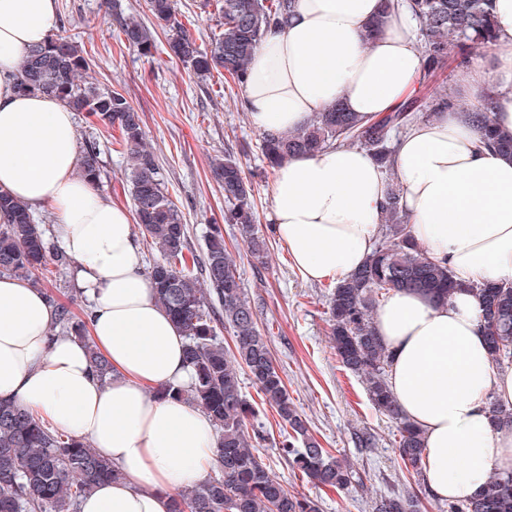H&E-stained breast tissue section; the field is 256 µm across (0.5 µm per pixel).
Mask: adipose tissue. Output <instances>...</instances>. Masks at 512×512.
<instances>
[{
    "mask_svg": "<svg viewBox=\"0 0 512 512\" xmlns=\"http://www.w3.org/2000/svg\"><path fill=\"white\" fill-rule=\"evenodd\" d=\"M493 67L460 73L471 96L496 86L492 117L512 134V0H493ZM382 31L366 33L374 22ZM57 22L56 0H0V190L29 207L51 205L63 249L92 311L87 342L51 334L57 310L18 277L0 278V399L88 440L120 471L81 512H170L175 495L207 480L217 439L205 412L159 388L188 386L185 339L143 271L133 208L101 196L79 174L74 113L62 100L17 88L20 56ZM426 60L407 9L381 0H297L257 48L243 95L264 132L297 129L343 103L366 122L423 84ZM412 236L457 282L512 281V157L483 148L470 110L451 108L397 140L391 170L360 148L295 155L270 188V221L308 281H342L375 247L390 183ZM482 302L445 303L418 291L386 295L375 315L391 352L389 388L423 433L422 472L441 500L479 493L490 471H512V429L495 427L487 396L512 406V371L492 364ZM112 367L94 372L88 347Z\"/></svg>",
    "mask_w": 512,
    "mask_h": 512,
    "instance_id": "ef3b65f1",
    "label": "adipose tissue"
}]
</instances>
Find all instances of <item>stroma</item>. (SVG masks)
Instances as JSON below:
<instances>
[{"label":"stroma","instance_id":"stroma-1","mask_svg":"<svg viewBox=\"0 0 512 512\" xmlns=\"http://www.w3.org/2000/svg\"><path fill=\"white\" fill-rule=\"evenodd\" d=\"M116 23L104 0H57L55 31L82 44L93 56L88 81L123 92L140 113L165 186L188 226L187 249L202 254L212 225H221L261 333L290 396L311 434L335 456L350 460L360 476L333 493L294 473L273 446L260 448L295 494L317 499L321 512H372L376 498L414 488L394 448L396 428L377 412L359 377L338 362L325 316L329 282H308L292 267L286 247L272 231L269 189L275 177L259 149L260 132L250 120L238 84L198 79L168 55L166 35L155 29L153 58L116 42ZM78 142L97 143L103 161L100 194L130 203L125 151L108 130L74 116ZM234 154L251 184L258 224L268 244L265 263L254 262L235 226L224 221V192L213 179V159ZM42 287L56 301L82 314L89 302L78 287L74 264L48 263Z\"/></svg>","mask_w":512,"mask_h":512}]
</instances>
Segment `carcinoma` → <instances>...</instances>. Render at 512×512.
Instances as JSON below:
<instances>
[{"label":"carcinoma","instance_id":"obj_1","mask_svg":"<svg viewBox=\"0 0 512 512\" xmlns=\"http://www.w3.org/2000/svg\"><path fill=\"white\" fill-rule=\"evenodd\" d=\"M296 0H206L223 22L209 47L200 48L179 19L174 0H148L149 11L167 32L170 55L199 78L227 76L241 84L252 58L267 35L283 23ZM492 0H385L384 9L406 4L423 38L427 80L443 73L448 61L469 64L467 49H491L496 43ZM120 40L149 57L155 41L141 21L119 17ZM91 58L78 42L52 34L28 49L19 62L18 89L63 99L75 112L103 128H115L126 148L128 191L137 224L160 259L145 274L160 304L184 334L186 362L192 382L178 393L197 404L218 431L214 476L174 499L172 512H320L317 500L292 493L280 482L271 464L256 448L267 440L262 427L250 426L255 408L242 391L248 375L287 431L278 455L309 482L343 491L356 471L344 458L333 456L310 434L297 411L273 358L268 340L257 325L254 308L219 226H213L203 260L186 257L188 228L160 171L156 155L145 141L143 120L128 98L117 90L83 78ZM493 95L475 109L485 143L512 156V136L501 135L489 118ZM448 108L438 98L429 105L418 98L403 102L381 119L365 124L336 104L318 112L306 127L263 132L260 151L271 168L296 154H315L331 147L358 146L384 167L390 166L393 134L430 113ZM211 171L224 190V223L237 226L259 263L267 258V243L255 224L251 185L240 161L231 155L212 161ZM102 165L94 142L83 145L80 175L96 186ZM65 260L35 219L30 208L0 192V276L26 279L41 287L37 273L51 259ZM200 266V274L193 267ZM482 297V324L488 354L496 365L512 364V282L454 280L450 270L414 241L401 205L400 189L390 188L379 226L376 247L348 278L326 296L330 344L337 359L363 379L373 407L396 424L395 448L407 472L422 474L424 438L408 421L389 388L390 352L377 335L374 313L394 290L422 292L445 301L461 288ZM89 317L76 316L58 304L55 326L63 335L87 337ZM232 333L233 346L224 345L223 329ZM88 354L99 377L111 379L108 361L96 348ZM498 427L512 428V409L487 398ZM119 476L112 462L99 456L84 440L59 431L15 402L0 400V512H78L79 502L97 484ZM421 501L407 490L374 502V512H420ZM447 512H512V472L490 474L479 494L448 503Z\"/></svg>","mask_w":512,"mask_h":512}]
</instances>
